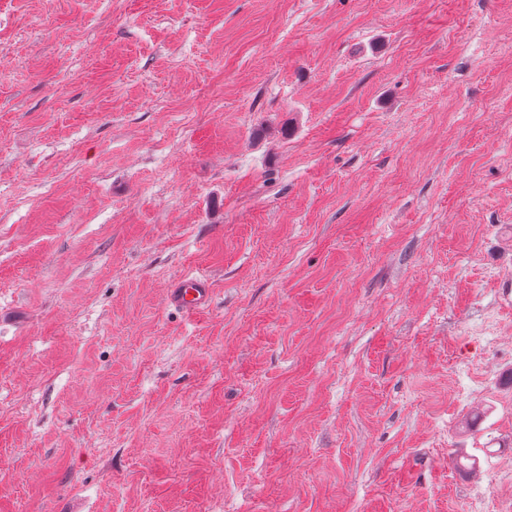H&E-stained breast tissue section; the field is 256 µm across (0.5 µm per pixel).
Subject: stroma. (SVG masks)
I'll return each mask as SVG.
<instances>
[{"instance_id": "obj_1", "label": "stroma", "mask_w": 512, "mask_h": 512, "mask_svg": "<svg viewBox=\"0 0 512 512\" xmlns=\"http://www.w3.org/2000/svg\"><path fill=\"white\" fill-rule=\"evenodd\" d=\"M509 284L512 0H0V512H512ZM212 299V288L207 278L189 276L179 279L170 288L167 295L169 305L188 314H194L206 308Z\"/></svg>"}]
</instances>
